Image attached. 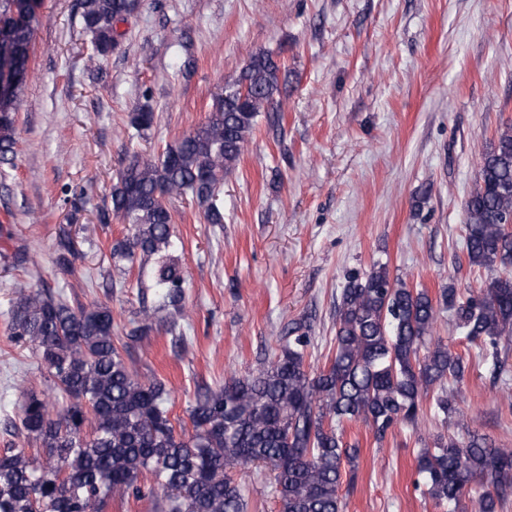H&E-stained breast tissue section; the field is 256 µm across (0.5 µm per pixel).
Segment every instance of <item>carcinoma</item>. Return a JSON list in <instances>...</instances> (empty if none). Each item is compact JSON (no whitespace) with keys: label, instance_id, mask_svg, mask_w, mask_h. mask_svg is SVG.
I'll return each mask as SVG.
<instances>
[{"label":"carcinoma","instance_id":"1","mask_svg":"<svg viewBox=\"0 0 512 512\" xmlns=\"http://www.w3.org/2000/svg\"><path fill=\"white\" fill-rule=\"evenodd\" d=\"M138 7V0H80L93 45L89 68L114 48V24ZM40 23V0H0L1 170L14 166L16 110ZM285 79L273 52L253 53L213 98L204 122L156 160L133 156L112 185L101 221L113 216L129 226L112 244L114 266H151L150 288L181 316L183 243L168 199L189 194L206 223H224V174L261 113L283 111ZM154 119L142 106L129 126L142 136ZM465 214L469 264L504 267L479 295L463 301L450 286L435 304L427 291L391 278L385 263L355 272L336 306L327 368H307L310 337L291 326L268 364L197 396L189 435L170 418L171 391L129 366L114 344L108 306L74 308L47 288L16 289L8 335L31 346L62 407L34 391L23 396L17 431L37 448H0V512H103L130 497L148 498L152 512H246L243 488L227 469L249 463L273 467L279 512H342L343 474L358 456L344 441L343 422L360 420L381 441L397 423H415L427 397L444 416L459 414L453 384L464 378L466 355L440 342L420 354L440 309L471 345L512 338V125L484 154ZM417 468L439 507L472 496L478 512H499L512 488V449L483 438L440 437L421 449Z\"/></svg>","mask_w":512,"mask_h":512}]
</instances>
